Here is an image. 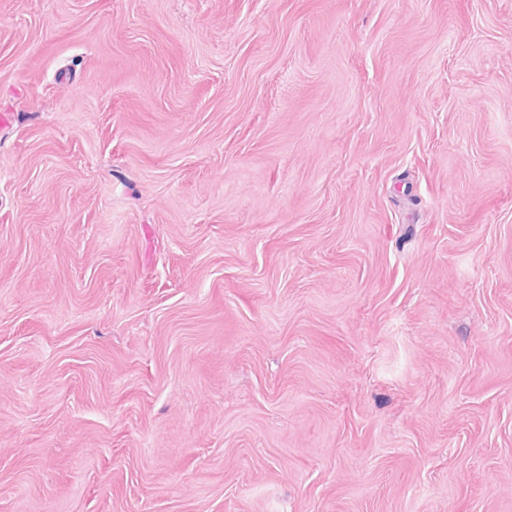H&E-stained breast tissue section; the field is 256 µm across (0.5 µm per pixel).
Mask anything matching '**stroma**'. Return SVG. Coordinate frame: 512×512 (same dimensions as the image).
I'll return each mask as SVG.
<instances>
[{"instance_id":"1","label":"stroma","mask_w":512,"mask_h":512,"mask_svg":"<svg viewBox=\"0 0 512 512\" xmlns=\"http://www.w3.org/2000/svg\"><path fill=\"white\" fill-rule=\"evenodd\" d=\"M0 512H512V0H0Z\"/></svg>"}]
</instances>
